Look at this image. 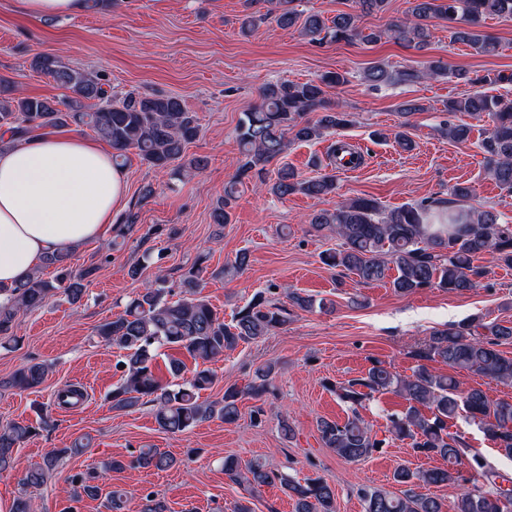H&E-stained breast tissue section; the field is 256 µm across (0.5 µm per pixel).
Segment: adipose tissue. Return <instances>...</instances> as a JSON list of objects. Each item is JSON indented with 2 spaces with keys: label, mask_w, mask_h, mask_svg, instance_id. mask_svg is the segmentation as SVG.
<instances>
[{
  "label": "adipose tissue",
  "mask_w": 512,
  "mask_h": 512,
  "mask_svg": "<svg viewBox=\"0 0 512 512\" xmlns=\"http://www.w3.org/2000/svg\"><path fill=\"white\" fill-rule=\"evenodd\" d=\"M126 176L94 141L29 135L0 148V287L14 286L53 252L103 238Z\"/></svg>",
  "instance_id": "obj_1"
}]
</instances>
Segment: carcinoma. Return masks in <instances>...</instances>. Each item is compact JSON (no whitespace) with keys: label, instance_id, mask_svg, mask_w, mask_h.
Returning <instances> with one entry per match:
<instances>
[{"label":"carcinoma","instance_id":"cac0c4a2","mask_svg":"<svg viewBox=\"0 0 512 512\" xmlns=\"http://www.w3.org/2000/svg\"><path fill=\"white\" fill-rule=\"evenodd\" d=\"M297 0H246V8L266 6L245 15L242 30L250 32L266 21L281 27L301 24L303 34L314 44L326 39L334 41L361 40L376 43L387 38L412 48L424 47L430 38L432 20L454 24L451 36L469 45L479 54H491L497 42L482 30L490 16L512 19V0H412L409 17L397 20L381 31L363 32L360 18L385 10L387 0H355L357 13H339L331 22L321 15H302ZM31 68L49 76L70 92L62 101H52L14 93L12 86L0 85V141L18 139L40 128L75 125L92 130L112 147V160L119 162L134 153L150 168L183 170L196 174L206 160L185 161V150L199 134L195 113L186 109L181 99L164 94L130 92L118 101L106 83L96 75L63 63L53 55L36 57ZM453 77L468 84H482L489 78H472L466 72L453 70L440 60H433L426 69L404 68L392 72L377 62L363 74V80L377 86L395 80L417 82L438 77ZM348 82L345 73L327 72L316 81L295 83L276 81L266 84L260 101L243 113L236 129L244 163L232 180L224 186V199L212 212L213 223L222 227L230 221V210L244 178H255L269 193L286 198L301 193L323 199L335 193L336 178L324 173L301 179L283 165L268 177V165L288 151L295 141H312L335 133L351 124V115L329 106L324 88ZM423 107L409 103L402 112L405 121L394 133L396 143L405 150L412 148L408 128L412 116ZM448 111L465 112L474 118L488 115L490 128L481 142L484 170L498 187L512 193V100L477 90L448 102ZM472 126L450 124L448 138L456 143L469 141ZM471 187L454 186L451 197L430 199L386 209L371 198H354L339 203L332 210L321 209L309 219L312 230H328L342 240L338 250L326 251L321 262L329 268L342 267L363 284L391 279L394 291L409 295L425 288H438L450 293H464L477 286L483 269L474 265L480 255L488 254L500 265L512 268V224L499 222L489 210L464 208ZM137 213L128 210L116 219L114 232L124 237L136 231ZM54 267L53 280L33 273L12 288H0L8 296L0 302V339L16 340V317L21 310L39 308L54 292L61 290L72 304L79 302L85 281L95 272L88 267L77 270L70 265L65 251L45 259ZM396 275L389 277V271ZM184 297L169 302L163 288L148 286L131 299L124 314L97 328V336L108 346L125 351L124 382L112 391V408L130 409L146 401L154 406V419L159 429L175 434L198 423L221 419L233 424L239 418L238 401L241 390L231 385L217 402L200 400V392L210 388L214 375L206 364L224 357V352L240 343L263 339L290 319L289 307L310 310L314 300L298 293L288 294L289 306L271 302L266 292L259 291L226 323L211 304L201 296L200 273L186 276L181 283ZM512 343V322L487 323L479 316L433 331L427 343L413 351L419 361L412 375L402 377L383 362L374 361L367 372L339 386L336 394L349 404L351 416L339 423L322 419L318 431L325 447L349 462L369 458L383 447L360 417L359 409L376 393H393L407 402L405 411L389 418V433L408 445L417 454L437 457L443 465L426 470L397 467L393 492L377 487L361 489L364 512H509L501 507L512 506V489L502 488L496 472L474 455L463 462L460 441L448 432V421L460 412L479 422L486 437L505 455L512 457V402L492 400L480 388L462 390L457 380L438 373L429 363L440 362L488 376L512 385V357L500 346ZM166 346L179 350L203 364L183 383H162L154 372L156 350ZM275 366L267 364L255 371L248 392L262 397ZM49 371L46 363H34L17 371L11 386L28 390L41 385ZM428 413H423V410ZM36 435L28 424L13 422L0 427V472L13 466L14 452ZM87 444L78 440L73 448H57L45 454L20 479L24 488L44 483L59 458L78 451ZM166 453L157 448H144L128 462L113 460L111 469H165L172 465ZM481 474L492 490L469 488L465 469ZM224 474L255 490L280 483L294 501V512H336V490L321 477L299 482L278 475L260 461L242 465L234 455L224 457ZM95 472L71 477L76 497L97 498L102 488L96 484ZM449 485L458 488L451 503L419 492L423 486Z\"/></svg>","mask_w":512,"mask_h":512}]
</instances>
